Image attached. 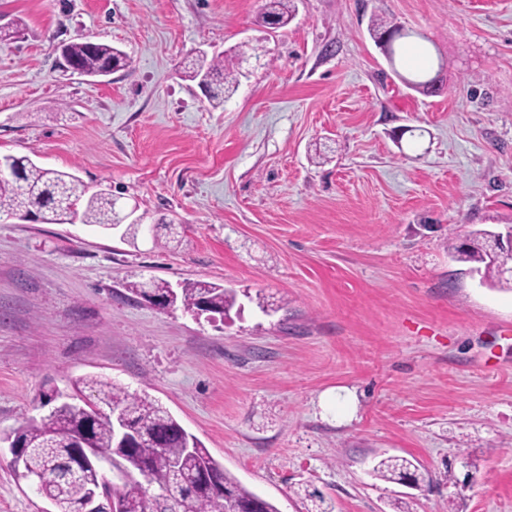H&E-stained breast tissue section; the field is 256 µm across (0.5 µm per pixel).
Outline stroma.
Here are the masks:
<instances>
[{"label":"stroma","instance_id":"obj_1","mask_svg":"<svg viewBox=\"0 0 512 512\" xmlns=\"http://www.w3.org/2000/svg\"><path fill=\"white\" fill-rule=\"evenodd\" d=\"M264 3L0 0L25 22L0 44V155L111 189L149 227L131 245L0 217V436L95 375L159 400L279 512H310L308 488L332 512H512V291L449 250L512 225V0H294L274 32ZM375 14L443 59L442 94L400 82ZM86 40L130 66L66 69ZM201 50L242 74L222 104L181 76ZM151 277L238 290L242 311L157 309L128 289ZM387 456L419 486L375 478ZM10 460L0 512H48Z\"/></svg>","mask_w":512,"mask_h":512}]
</instances>
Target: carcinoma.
Listing matches in <instances>:
<instances>
[{
  "instance_id": "cac0c4a2",
  "label": "carcinoma",
  "mask_w": 512,
  "mask_h": 512,
  "mask_svg": "<svg viewBox=\"0 0 512 512\" xmlns=\"http://www.w3.org/2000/svg\"><path fill=\"white\" fill-rule=\"evenodd\" d=\"M292 0H269L258 16V23L269 29L286 27L293 19ZM369 33L382 49L391 67L402 62L397 51L399 40L408 37L402 28L381 18L371 20ZM69 57L80 73L96 75L126 69L129 57L112 45L101 42H79L67 45ZM184 77L206 86L210 101L224 102L226 89L238 84L236 74L224 68V59L200 53L183 69ZM399 79L414 90L432 95L439 88L430 84L425 70ZM40 212L52 221L71 218L94 226L104 233L112 232L115 220L112 193H88L78 177L64 171L38 166L30 157H14L13 174L0 176V213L20 218ZM487 231H479L466 246L453 247L459 260L475 264L484 280L492 287L505 288L499 277L501 260L491 256L486 247ZM137 295L165 298L170 305L181 304L195 312L200 303H208V312L226 317L237 303V292L210 282L185 283L175 291L164 280L150 279L148 287L133 285ZM79 391L100 400L103 414L88 421L85 406L75 400L58 402L59 392L47 391L40 397L41 406L52 405L49 414L15 428L9 437L26 451L28 470L39 471L43 481L36 492L53 502L56 512H75L76 505L104 475L98 469L73 473L72 434L88 429L86 444L98 450L103 462L115 467L141 472V477L128 476L114 489L123 512H279L276 505L243 486L224 471V466L208 448L159 401L96 376L77 382ZM377 479L419 483L420 474L411 460L389 456L373 469Z\"/></svg>"
}]
</instances>
